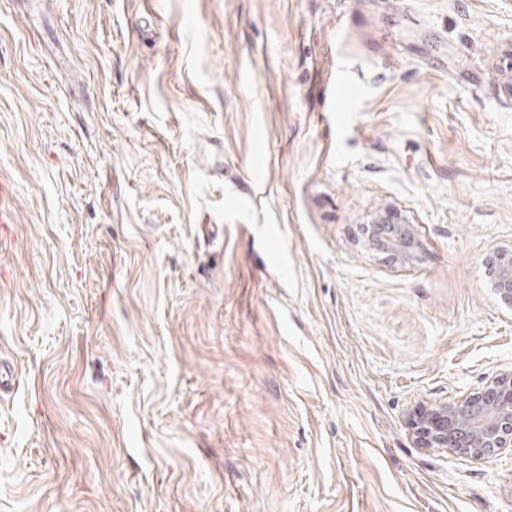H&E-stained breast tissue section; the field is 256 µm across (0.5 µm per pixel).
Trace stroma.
<instances>
[{
	"mask_svg": "<svg viewBox=\"0 0 512 512\" xmlns=\"http://www.w3.org/2000/svg\"><path fill=\"white\" fill-rule=\"evenodd\" d=\"M0 182V512H512V0H0ZM413 226L407 218L397 212L388 210L378 212L370 224L366 225L368 246L390 252L397 259L406 261L405 256L416 244ZM390 229L393 230L394 235L385 232ZM489 285L501 302L512 307V249H497L485 258ZM407 422L420 448L450 451L473 462H486L507 449L512 454V369L450 401L416 403Z\"/></svg>",
	"mask_w": 512,
	"mask_h": 512,
	"instance_id": "1",
	"label": "stroma"
}]
</instances>
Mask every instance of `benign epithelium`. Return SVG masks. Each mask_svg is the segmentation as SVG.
Here are the masks:
<instances>
[{"label": "benign epithelium", "mask_w": 512, "mask_h": 512, "mask_svg": "<svg viewBox=\"0 0 512 512\" xmlns=\"http://www.w3.org/2000/svg\"><path fill=\"white\" fill-rule=\"evenodd\" d=\"M368 246L403 260L416 244L413 224L401 214L378 212L366 226ZM489 285L512 307V249L485 258ZM408 426L422 448L452 452L485 462L512 451V369L489 377L478 390L450 401L418 402L408 411Z\"/></svg>", "instance_id": "1"}]
</instances>
